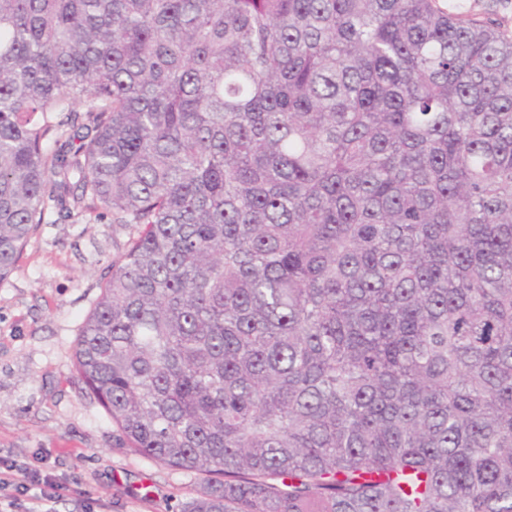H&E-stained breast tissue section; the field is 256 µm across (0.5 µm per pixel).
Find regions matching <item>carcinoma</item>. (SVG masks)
Returning <instances> with one entry per match:
<instances>
[{"instance_id": "carcinoma-1", "label": "carcinoma", "mask_w": 512, "mask_h": 512, "mask_svg": "<svg viewBox=\"0 0 512 512\" xmlns=\"http://www.w3.org/2000/svg\"><path fill=\"white\" fill-rule=\"evenodd\" d=\"M53 209L136 228L75 368L128 448L206 475L183 512H512L494 21L0 0V281Z\"/></svg>"}]
</instances>
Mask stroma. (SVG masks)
<instances>
[{
	"mask_svg": "<svg viewBox=\"0 0 512 512\" xmlns=\"http://www.w3.org/2000/svg\"><path fill=\"white\" fill-rule=\"evenodd\" d=\"M132 234L87 212L37 225L0 282V466L52 496L15 494L7 512H182L202 489L203 475L125 448L75 371L79 329Z\"/></svg>",
	"mask_w": 512,
	"mask_h": 512,
	"instance_id": "1",
	"label": "stroma"
}]
</instances>
